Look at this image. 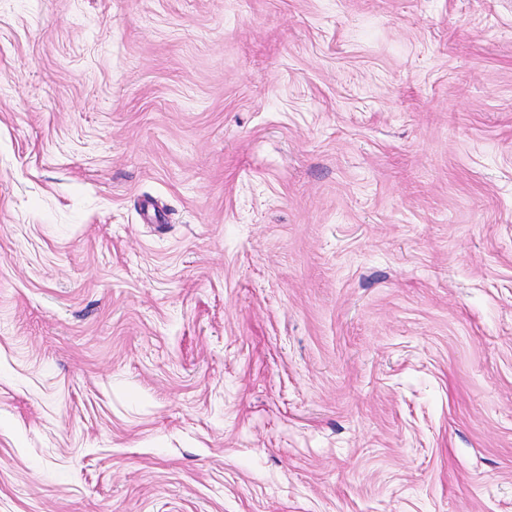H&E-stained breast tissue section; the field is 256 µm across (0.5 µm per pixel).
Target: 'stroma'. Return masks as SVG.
Listing matches in <instances>:
<instances>
[{
    "instance_id": "obj_1",
    "label": "stroma",
    "mask_w": 512,
    "mask_h": 512,
    "mask_svg": "<svg viewBox=\"0 0 512 512\" xmlns=\"http://www.w3.org/2000/svg\"><path fill=\"white\" fill-rule=\"evenodd\" d=\"M0 512H512V0H0Z\"/></svg>"
}]
</instances>
